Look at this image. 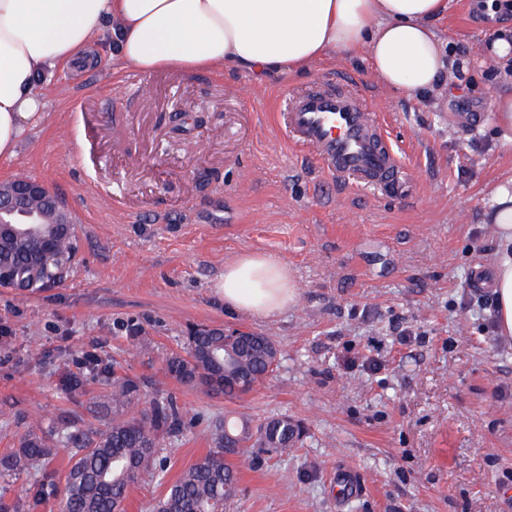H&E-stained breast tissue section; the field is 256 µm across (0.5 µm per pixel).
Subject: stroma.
Returning a JSON list of instances; mask_svg holds the SVG:
<instances>
[{
    "label": "stroma",
    "instance_id": "1",
    "mask_svg": "<svg viewBox=\"0 0 512 512\" xmlns=\"http://www.w3.org/2000/svg\"><path fill=\"white\" fill-rule=\"evenodd\" d=\"M436 27L456 67L432 94L387 90L343 59L262 83L214 70L131 87L102 45L90 67L39 85L45 108L0 157V181L23 174L62 199L79 261L59 287L0 288V451L60 416L90 419L96 386L70 396L57 372L99 357L198 414L165 442L167 481L208 451L207 424L226 410L303 424L289 453L236 460L226 512H512V339L469 286L492 271L485 211L512 179V128L493 112L512 70L491 50L512 13L451 0ZM336 78L386 113L410 155L406 195L333 180L274 126L287 98ZM246 253L286 264L297 303L269 318L229 311L217 285ZM197 324L269 336L277 371L229 402L125 353L130 327L177 350ZM342 473L360 494L338 495Z\"/></svg>",
    "mask_w": 512,
    "mask_h": 512
}]
</instances>
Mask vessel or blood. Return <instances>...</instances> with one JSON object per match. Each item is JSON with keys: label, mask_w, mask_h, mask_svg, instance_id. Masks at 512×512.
<instances>
[{"label": "vessel or blood", "mask_w": 512, "mask_h": 512, "mask_svg": "<svg viewBox=\"0 0 512 512\" xmlns=\"http://www.w3.org/2000/svg\"><path fill=\"white\" fill-rule=\"evenodd\" d=\"M283 124L291 143L328 174L389 195L404 192L407 158L393 147L384 117L348 82L293 97Z\"/></svg>", "instance_id": "obj_1"}]
</instances>
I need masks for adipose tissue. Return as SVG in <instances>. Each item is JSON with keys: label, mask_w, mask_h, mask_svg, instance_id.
<instances>
[{"label": "adipose tissue", "mask_w": 512, "mask_h": 512, "mask_svg": "<svg viewBox=\"0 0 512 512\" xmlns=\"http://www.w3.org/2000/svg\"><path fill=\"white\" fill-rule=\"evenodd\" d=\"M450 0H0V157L14 156L44 108L40 78L84 61L104 40L112 60L142 73L221 68L266 79L341 55L367 62L391 90H433L447 67L435 28ZM494 265L498 329L512 337V190L497 187ZM234 312L270 317L294 305L285 264L245 254L218 284Z\"/></svg>", "instance_id": "adipose-tissue-1"}]
</instances>
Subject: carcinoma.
Here are the masks:
<instances>
[{
  "mask_svg": "<svg viewBox=\"0 0 512 512\" xmlns=\"http://www.w3.org/2000/svg\"><path fill=\"white\" fill-rule=\"evenodd\" d=\"M41 212L37 223L14 217L19 227L0 228V269L11 278L38 292L63 284L59 275L73 269L79 246L76 235L61 215L70 212L58 196L34 205ZM128 353L144 356L178 382L221 393L234 401L266 381L279 365V350L266 340L273 356L250 348L253 333L224 335V330H193L186 346L179 350L155 352L147 338L129 329ZM104 390L97 418L101 427L87 431L82 421H52L17 438L14 448L0 455V479H17L24 474L37 485L46 459L58 448L70 449L65 484L57 512H126L131 487L140 480L164 479V459L158 448L166 437H175L194 424L195 417L177 404L171 395L151 393L140 377L103 363H90L81 375L68 370L58 373V385L69 394H80L87 379ZM210 448L196 463L167 486L166 493L151 512H224L237 491V474L230 458L243 456L259 446L283 455L303 434L295 419L280 415L255 426L246 417L222 416L207 428ZM41 493L37 490L17 499L14 512H39Z\"/></svg>",
  "mask_w": 512,
  "mask_h": 512,
  "instance_id": "1",
  "label": "carcinoma"
}]
</instances>
